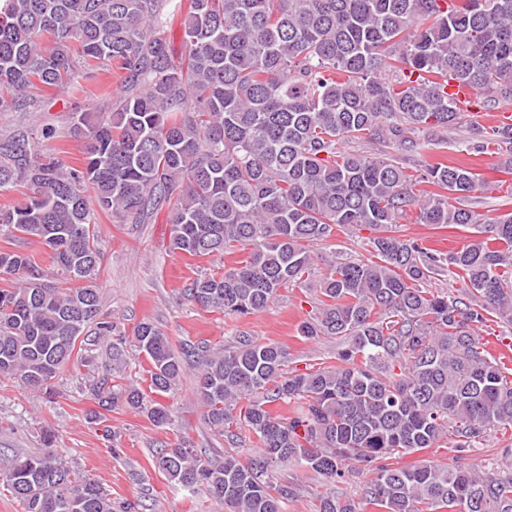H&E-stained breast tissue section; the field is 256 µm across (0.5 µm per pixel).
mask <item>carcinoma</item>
I'll list each match as a JSON object with an SVG mask.
<instances>
[{"label": "carcinoma", "mask_w": 512, "mask_h": 512, "mask_svg": "<svg viewBox=\"0 0 512 512\" xmlns=\"http://www.w3.org/2000/svg\"><path fill=\"white\" fill-rule=\"evenodd\" d=\"M171 2L0 0V112L103 65L126 79L94 124L78 115L79 169L26 134L0 140V192L25 189L23 202L0 209V233L46 247L54 267L49 275L28 254L0 251V272L13 276L0 287V376L48 393L65 365L89 363L87 346L109 337L122 363L128 338L102 312L97 285L99 212L136 224L165 207L172 251L247 252L184 289L236 318L307 286L314 250L335 230L365 227L379 260L330 261L317 313L298 327L306 339L340 341L336 364L292 368L285 347L247 336L176 350L143 322L133 341L144 378L93 382L98 406L170 426L149 394L195 370L208 425L230 445L247 427L257 453L213 462L183 439L153 463L219 512H283L300 490L282 475L290 466L323 480L317 512H359L336 483L364 471L365 500L384 512H512V470L394 463L512 429V379L474 334L488 315L512 325V213L444 255L400 234L413 210L420 224L482 221L465 205L484 188L469 160L412 173L404 156L467 122L448 84L468 88L480 109L512 101V0H189L177 61L164 30ZM346 139L385 151L350 153L339 147ZM491 145L512 170V125L469 126L466 155ZM444 271L469 284L470 298L427 287ZM53 438L44 432L46 451L11 461L23 512H112L107 490L71 470Z\"/></svg>", "instance_id": "1"}]
</instances>
